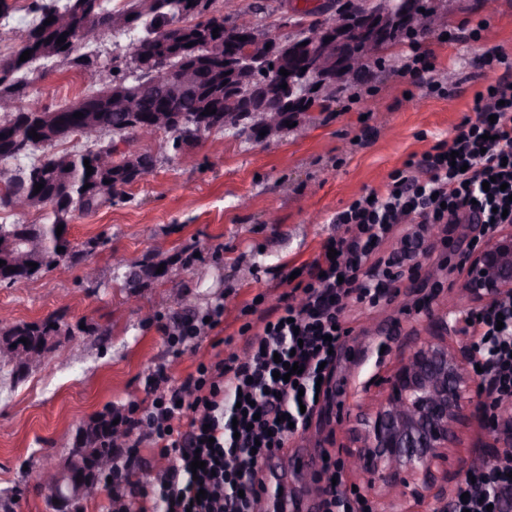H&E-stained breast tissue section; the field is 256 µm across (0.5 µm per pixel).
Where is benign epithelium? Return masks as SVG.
Returning a JSON list of instances; mask_svg holds the SVG:
<instances>
[{
    "label": "benign epithelium",
    "instance_id": "benign-epithelium-1",
    "mask_svg": "<svg viewBox=\"0 0 512 512\" xmlns=\"http://www.w3.org/2000/svg\"><path fill=\"white\" fill-rule=\"evenodd\" d=\"M318 7L333 13L329 23L306 32L308 44L301 48L288 45L283 50L274 38H258L246 18L236 21V33L247 37L250 46L234 45L224 54V90H235L232 81L242 72L249 76L248 91L259 86L260 93L271 98L275 86L258 80V72L274 61L289 75L278 83L294 87L295 76L308 78L305 95L313 96L328 84L358 68L363 56L350 34L358 33L371 44L389 32L415 26L431 12L427 0H417L412 10L395 9L394 0H329ZM156 89L189 95L195 90L192 72L174 79L165 62L153 68L152 79L134 93H118L112 107L125 116L140 135H154L167 121L166 100H160L159 114L146 120L138 112L137 97ZM461 290L473 304H486L512 293V225L503 224L491 236L469 250ZM473 353L467 347L454 349L448 340L435 336L422 341L402 358L379 382L377 398L357 418L355 442L349 452L351 466L362 477V488L374 497L397 490L403 497L419 498L425 491L442 495V482L448 478V462L457 459L462 444V429L471 412L475 386ZM79 449L65 459L50 464L37 481L39 490L57 500L53 507L65 508L91 494L98 486L97 465L80 463ZM82 464L81 475L74 467Z\"/></svg>",
    "mask_w": 512,
    "mask_h": 512
}]
</instances>
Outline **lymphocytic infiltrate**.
<instances>
[{
	"mask_svg": "<svg viewBox=\"0 0 512 512\" xmlns=\"http://www.w3.org/2000/svg\"><path fill=\"white\" fill-rule=\"evenodd\" d=\"M411 49L404 65L411 83L448 96V84L432 79L431 57L419 39H412ZM471 219L484 234L512 224V75L507 73L477 93L450 139L410 155L382 189L360 194L337 212L339 233L288 281L277 316L263 317L257 330L248 323L241 327L245 356L199 362L181 379L162 367L154 372L146 400L131 403L119 417L126 451L113 460L108 475L121 492L108 496L101 512H255L267 491L264 461L307 429L318 406L316 383L331 379L333 352L347 334L341 326L345 309L388 299L406 262L432 256L429 228ZM396 236L400 249L386 251ZM223 314L218 302L205 315L158 330L171 347L197 348L204 326H217ZM458 318L471 321L477 337L478 395L497 417L512 422V294ZM291 360L303 365L302 374L293 382L278 379ZM146 442L166 461L149 486L131 479ZM194 453L205 461L204 469L192 470ZM341 470L332 457L321 465L323 512H372L339 489ZM447 512H512V453L472 465Z\"/></svg>",
	"mask_w": 512,
	"mask_h": 512,
	"instance_id": "lymphocytic-infiltrate-1",
	"label": "lymphocytic infiltrate"
}]
</instances>
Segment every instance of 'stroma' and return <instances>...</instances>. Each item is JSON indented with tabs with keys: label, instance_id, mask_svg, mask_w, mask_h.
I'll return each mask as SVG.
<instances>
[{
	"label": "stroma",
	"instance_id": "35a3bbf8",
	"mask_svg": "<svg viewBox=\"0 0 512 512\" xmlns=\"http://www.w3.org/2000/svg\"><path fill=\"white\" fill-rule=\"evenodd\" d=\"M287 2L214 0L212 9L229 21L251 11L259 29L283 40L297 32L285 19ZM434 6L436 30L460 35L452 44H424L450 96L426 94L403 77L410 53L403 42L376 52L360 81L278 137L248 141L214 131L177 149L165 133L129 135L126 150L151 153L158 163L111 205L75 215L69 238L80 248L95 242L93 253L0 284V329L54 314L73 332L64 359L48 355L21 382L0 370V512H51L32 486L34 472L66 457L78 431L97 416L126 412L129 402L145 399L158 367L179 378L216 354L243 352L241 326L259 325L261 315L277 309L286 290L282 270L317 256L337 232V211L363 188L383 187L410 155L449 137L476 92L499 76L478 66L484 45L512 57V0H435ZM480 19L488 22L481 41L468 40ZM134 39L131 32L100 31L78 46L97 62L93 83L73 60L37 61L26 103L53 112L114 79L133 81ZM150 260L163 264L162 274L133 281ZM461 280L427 260L417 277L396 282L391 301L345 312L349 334L336 352L329 391L305 432L269 464L281 496L299 495L306 512H318L322 451L341 459L353 445L340 417L355 415L375 395L380 376L417 340L436 334L429 315L414 313L415 304L430 303L437 315L469 308ZM259 293L265 301L258 313L242 316ZM219 301L224 315L199 349L178 354L164 343L159 324L205 313ZM222 338L231 346L212 348Z\"/></svg>",
	"mask_w": 512,
	"mask_h": 512
}]
</instances>
